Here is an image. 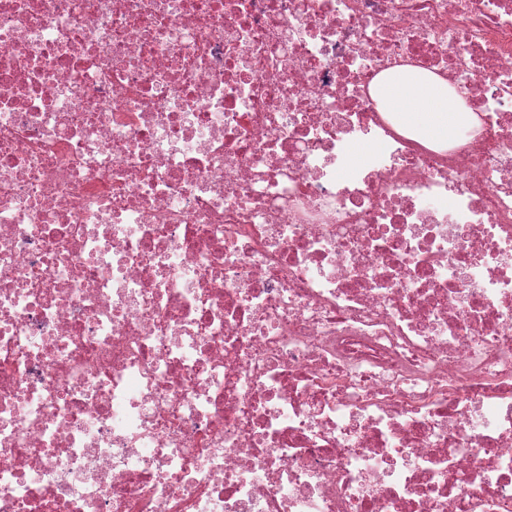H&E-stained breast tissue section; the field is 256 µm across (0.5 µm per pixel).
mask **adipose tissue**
Here are the masks:
<instances>
[{
    "label": "adipose tissue",
    "mask_w": 512,
    "mask_h": 512,
    "mask_svg": "<svg viewBox=\"0 0 512 512\" xmlns=\"http://www.w3.org/2000/svg\"><path fill=\"white\" fill-rule=\"evenodd\" d=\"M381 94L408 126L417 128L434 145L447 142L458 129L476 122L469 107L460 102L449 103L447 83L433 75L413 84L390 81L382 86Z\"/></svg>",
    "instance_id": "adipose-tissue-1"
}]
</instances>
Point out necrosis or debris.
Instances as JSON below:
<instances>
[{
	"label": "necrosis or debris",
	"mask_w": 512,
	"mask_h": 512,
	"mask_svg": "<svg viewBox=\"0 0 512 512\" xmlns=\"http://www.w3.org/2000/svg\"><path fill=\"white\" fill-rule=\"evenodd\" d=\"M0 512H512V0H0ZM380 92L408 126L417 128L434 145L448 144L458 129L476 122L473 111L460 99L454 105L449 103L448 84L434 75L416 78L415 84L394 79L383 85Z\"/></svg>",
	"instance_id": "1"
}]
</instances>
